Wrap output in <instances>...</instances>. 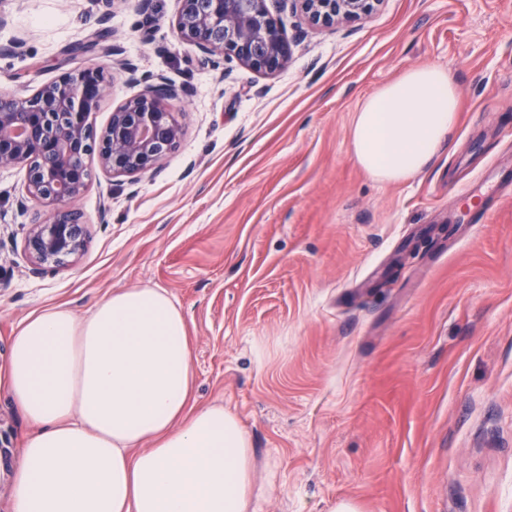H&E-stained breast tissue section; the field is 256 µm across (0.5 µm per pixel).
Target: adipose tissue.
I'll list each match as a JSON object with an SVG mask.
<instances>
[{
    "label": "adipose tissue",
    "instance_id": "adipose-tissue-1",
    "mask_svg": "<svg viewBox=\"0 0 512 512\" xmlns=\"http://www.w3.org/2000/svg\"><path fill=\"white\" fill-rule=\"evenodd\" d=\"M447 70L408 69L360 104L357 164L381 183L424 171L458 120ZM187 318L163 288H129L86 317L30 315L10 339L0 389L29 432L12 512H248L253 453L223 405L192 406Z\"/></svg>",
    "mask_w": 512,
    "mask_h": 512
}]
</instances>
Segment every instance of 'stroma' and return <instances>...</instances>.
<instances>
[{
  "label": "stroma",
  "instance_id": "stroma-1",
  "mask_svg": "<svg viewBox=\"0 0 512 512\" xmlns=\"http://www.w3.org/2000/svg\"><path fill=\"white\" fill-rule=\"evenodd\" d=\"M265 3L293 44L273 76L200 65L174 30L179 0H0V46L21 42L0 53V92L101 66L112 88L89 121L104 128L142 90L117 46L178 89L183 127L136 177L87 158L88 239L54 273L24 251L49 207L0 169V364L31 313L82 318L161 287L189 321L196 405H224L249 438L256 512H512V0H382L328 28ZM426 65L457 88L453 142L378 183L352 154L353 116ZM480 175L476 224L464 189ZM26 430L0 394V512Z\"/></svg>",
  "mask_w": 512,
  "mask_h": 512
}]
</instances>
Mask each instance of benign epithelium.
<instances>
[{
  "instance_id": "7a95c632",
  "label": "benign epithelium",
  "mask_w": 512,
  "mask_h": 512,
  "mask_svg": "<svg viewBox=\"0 0 512 512\" xmlns=\"http://www.w3.org/2000/svg\"><path fill=\"white\" fill-rule=\"evenodd\" d=\"M175 22L180 39L193 43L199 63L217 68L235 61L273 75L288 65L292 45L269 17L264 0H180ZM306 19L329 26L368 15L380 0H299ZM101 68L64 73L31 96L0 95V168L25 170L30 198L52 207L43 224L32 225L26 249L35 270L44 273L77 256L84 247L83 214L70 206L88 180L84 158L98 157L108 174L132 176L157 167L182 135L164 100L177 95L165 83L145 90L112 111L96 134L88 117L107 95Z\"/></svg>"
}]
</instances>
